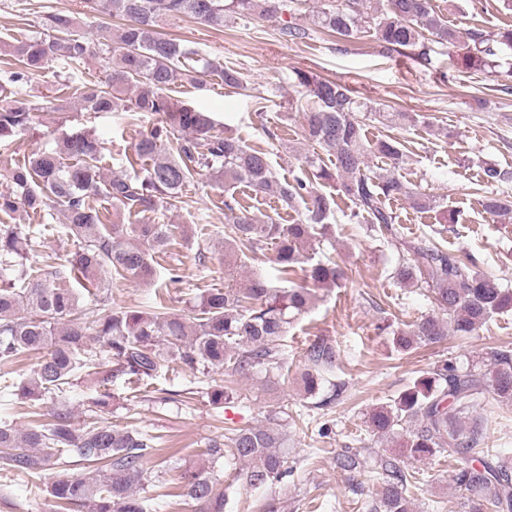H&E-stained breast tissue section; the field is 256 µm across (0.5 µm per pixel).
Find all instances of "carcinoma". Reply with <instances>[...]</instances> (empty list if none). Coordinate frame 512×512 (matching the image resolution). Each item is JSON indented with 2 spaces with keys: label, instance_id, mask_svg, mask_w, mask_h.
<instances>
[{
  "label": "carcinoma",
  "instance_id": "obj_1",
  "mask_svg": "<svg viewBox=\"0 0 512 512\" xmlns=\"http://www.w3.org/2000/svg\"><path fill=\"white\" fill-rule=\"evenodd\" d=\"M283 0H83L89 15L111 12L126 21L118 36L105 22L95 38L74 13L58 9L43 16V36L0 41V49L17 61L8 82L17 84L30 71L75 72L92 55L91 44L111 54L112 72L104 84L85 83L76 89L89 112H111L121 104L159 120L133 144V156L148 164L132 175L103 172V147L89 130L78 129L56 141L51 150H33L7 170L0 190V215L37 214L54 206L64 216L56 233L75 243L65 263L52 272L26 264L32 242L41 230L31 224H0V364L29 354L38 362L25 381L0 374V392L28 403L41 420L18 430L0 421V472L38 474L71 463L77 477H61L37 498L49 512H151L150 498L140 492L152 483L145 460L156 436L106 424L100 412L109 405L107 391L92 399L82 421H75L67 387L82 371L96 375L102 387L118 381L139 383L176 366L192 375L221 372V383L208 384L213 406L243 400L236 378L259 371L281 375L288 327L312 307L316 288L338 287L345 271L328 259L309 253L327 232L337 207L331 195L317 191L318 182L336 184L337 195L349 200L354 214L365 213L376 231L395 235V216L388 200L403 199L414 209L433 200L413 191L397 174L405 154L399 142H369L362 113L373 107L346 83L296 72L305 94L296 98L295 115L309 138L336 155L330 169L315 158L305 160L293 182L275 180L267 154L241 138L217 128L212 113L191 108L169 95L179 81L194 82L217 74L224 85L244 88L241 73L217 59L206 58L185 44L162 36L160 25L190 16L212 28L239 16L257 22L277 16ZM314 25L349 41L369 33L382 52L405 57L427 56V37L455 47L464 44L463 65L489 71L494 59L512 50V29L496 34L448 26L431 0H317ZM37 104L12 93L0 98V151L39 119ZM387 159L372 169L370 155ZM206 170L224 187V246L243 256L273 250L269 262L282 282L297 273L305 284L278 287L266 276L238 271L231 282L210 288L200 298L188 323L162 303L147 312L110 307V282L149 284L156 276L155 255L166 252L181 234L179 224H114L106 230L105 215L93 204L102 194L132 214L155 213L176 206L193 173ZM243 184L256 192H272L291 207L308 198L307 214L297 224H276L251 216L230 190ZM494 216L512 213L497 197L484 200ZM414 257L399 262L394 278L404 286L427 287L442 315L426 316L406 329L389 333L401 354L449 335L470 336L492 317L512 311V291L473 264L433 245L410 248ZM309 370L303 376L306 394L320 390L325 374L336 368V345L320 338L309 349ZM512 404V355L493 352L485 371L464 370L446 361L416 379L391 404L369 416L371 432L400 439L407 458L422 461L447 455L448 482L462 492L464 512H512V459L480 447L484 431L481 410L486 395ZM51 403L42 412L44 401ZM283 436L277 416L265 425L244 427L212 438L206 445L211 466L186 467L179 474L180 495L195 512H224V481L218 464L241 466L251 486L279 482L292 468L280 451ZM352 473L369 471L380 490L370 512H414L418 473L408 471L397 456L370 459L355 454L340 460Z\"/></svg>",
  "mask_w": 512,
  "mask_h": 512
}]
</instances>
